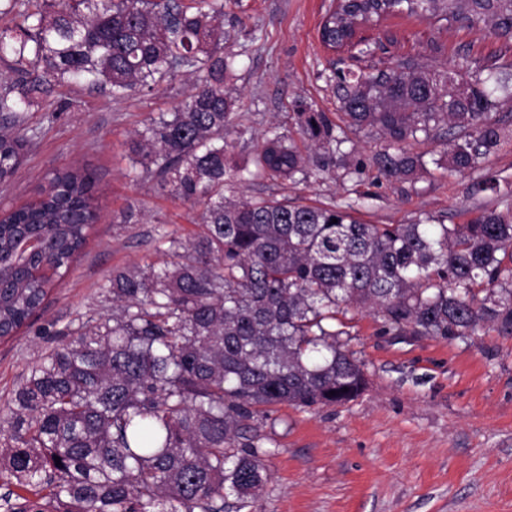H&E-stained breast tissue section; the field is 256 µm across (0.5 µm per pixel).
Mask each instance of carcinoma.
Instances as JSON below:
<instances>
[{
  "instance_id": "cac0c4a2",
  "label": "carcinoma",
  "mask_w": 512,
  "mask_h": 512,
  "mask_svg": "<svg viewBox=\"0 0 512 512\" xmlns=\"http://www.w3.org/2000/svg\"><path fill=\"white\" fill-rule=\"evenodd\" d=\"M483 26L512 41V0H336L330 48L393 13ZM0 184L29 141L33 93L85 84L113 98L189 83L174 111L134 139L133 169L190 205L201 231L170 237L163 260L112 273V312L89 317L32 367L0 421L6 512H245L270 479L260 425L272 407L348 402L365 376L348 314L370 310L393 336L512 334V200L464 224H368L351 204L253 197L247 182L325 178L345 129L378 130L387 180L428 171L404 148L448 128L447 169H478L506 137L494 118L508 74L467 57L441 80L398 59L337 76L347 128L298 106L296 132L261 135L234 159L235 99L224 88V0H0ZM93 176L54 170L40 197L0 220V327L17 333L70 269L99 218ZM337 222H332V219ZM348 391H343V388ZM61 465H56L54 457ZM233 500H228V497Z\"/></svg>"
}]
</instances>
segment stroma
<instances>
[{
  "label": "stroma",
  "mask_w": 512,
  "mask_h": 512,
  "mask_svg": "<svg viewBox=\"0 0 512 512\" xmlns=\"http://www.w3.org/2000/svg\"><path fill=\"white\" fill-rule=\"evenodd\" d=\"M331 0H224V46L233 62L225 86L240 100L238 163L258 135L289 129L298 104L339 114L334 76L366 70L364 59L325 47L320 26ZM365 35L374 60L410 58L446 70L466 53L486 66L512 63V43L478 30L446 28L393 15ZM188 92L176 78L151 93L116 100L84 85L39 95L27 112L33 142L11 185L0 190V211L34 202L54 168L81 167L95 180L99 220L69 273L43 308L13 337L0 340V414L57 334L79 318L109 309L104 286L113 270L159 262L163 238L195 230L186 204L160 193L155 179H134L131 139L145 120L172 111ZM496 117L507 138L480 170L441 168L400 183L378 178L371 164L383 139L350 133L361 175L309 185L259 180L256 197L307 203H353L370 224L433 217L460 224L496 206L479 179L512 183V97L501 96ZM380 318L359 312L349 347L362 363L366 387L341 405L274 407L260 426L270 480L253 512H512V335L491 328L461 339L382 334Z\"/></svg>",
  "instance_id": "obj_1"
}]
</instances>
